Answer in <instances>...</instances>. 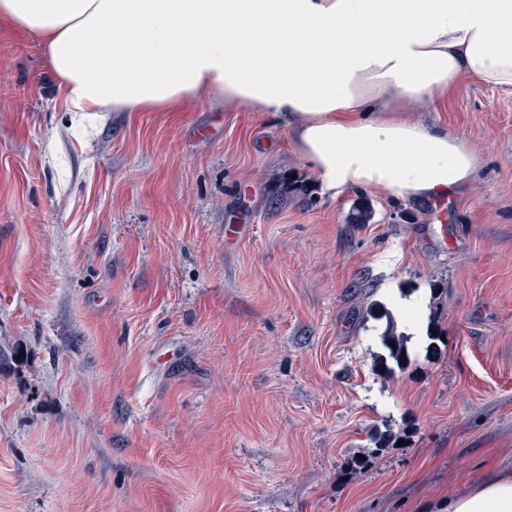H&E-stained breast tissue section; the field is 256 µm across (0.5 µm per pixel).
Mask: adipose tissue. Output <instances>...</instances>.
Returning a JSON list of instances; mask_svg holds the SVG:
<instances>
[{"label": "adipose tissue", "instance_id": "adipose-tissue-1", "mask_svg": "<svg viewBox=\"0 0 512 512\" xmlns=\"http://www.w3.org/2000/svg\"><path fill=\"white\" fill-rule=\"evenodd\" d=\"M35 35L73 112L236 101L291 119L321 188L437 199L466 185L465 141L402 119L463 77L512 91V0H0ZM436 512H512V474Z\"/></svg>", "mask_w": 512, "mask_h": 512}]
</instances>
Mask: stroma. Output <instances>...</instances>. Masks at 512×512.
<instances>
[{
	"label": "stroma",
	"instance_id": "35a3bbf8",
	"mask_svg": "<svg viewBox=\"0 0 512 512\" xmlns=\"http://www.w3.org/2000/svg\"><path fill=\"white\" fill-rule=\"evenodd\" d=\"M401 116L471 183L322 193L238 102L69 111L0 25V512H417L512 472V92Z\"/></svg>",
	"mask_w": 512,
	"mask_h": 512
}]
</instances>
